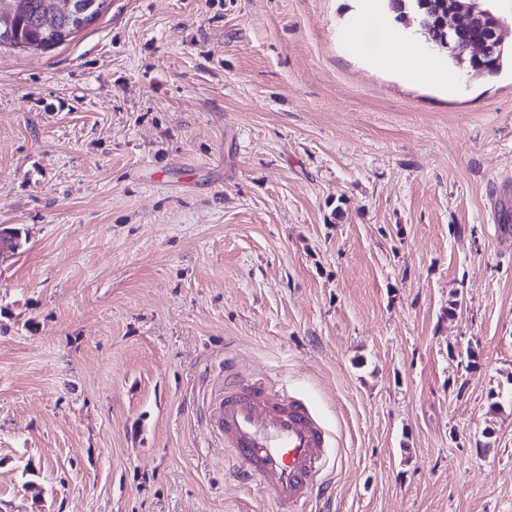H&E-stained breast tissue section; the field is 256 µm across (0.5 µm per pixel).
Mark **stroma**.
Segmentation results:
<instances>
[{
    "mask_svg": "<svg viewBox=\"0 0 512 512\" xmlns=\"http://www.w3.org/2000/svg\"><path fill=\"white\" fill-rule=\"evenodd\" d=\"M362 4L0 47V512H273L208 420L228 363L329 432L303 512H512V66L376 68ZM367 25H380L384 27L383 19L376 10L373 2H367L362 12L353 20L346 30V37L352 44L359 39L361 30Z\"/></svg>",
    "mask_w": 512,
    "mask_h": 512,
    "instance_id": "stroma-1",
    "label": "stroma"
}]
</instances>
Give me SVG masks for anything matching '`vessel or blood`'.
I'll return each instance as SVG.
<instances>
[{"instance_id": "vessel-or-blood-1", "label": "vessel or blood", "mask_w": 512, "mask_h": 512, "mask_svg": "<svg viewBox=\"0 0 512 512\" xmlns=\"http://www.w3.org/2000/svg\"><path fill=\"white\" fill-rule=\"evenodd\" d=\"M213 416L243 479L265 489L275 512H296L326 466L329 440L308 406L285 390L225 371Z\"/></svg>"}]
</instances>
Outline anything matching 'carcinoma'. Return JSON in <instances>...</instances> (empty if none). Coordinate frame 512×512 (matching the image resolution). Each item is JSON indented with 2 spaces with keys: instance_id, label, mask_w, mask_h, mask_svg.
<instances>
[{
  "instance_id": "obj_1",
  "label": "carcinoma",
  "mask_w": 512,
  "mask_h": 512,
  "mask_svg": "<svg viewBox=\"0 0 512 512\" xmlns=\"http://www.w3.org/2000/svg\"><path fill=\"white\" fill-rule=\"evenodd\" d=\"M93 3L90 12L82 15L54 18L48 15L47 0H0V16L9 17L10 23L0 24V47H27L38 45L43 48L57 46L79 30L94 22L103 11L107 0H89ZM425 0H390V7L397 12V19L406 20L408 14H425ZM416 34L425 39L430 47H435L448 35L443 19L430 20L429 25L416 29ZM507 56L505 48H500L495 57L488 60L469 50L465 61L457 56H448V60L457 68H466L472 77H483L498 73Z\"/></svg>"
}]
</instances>
